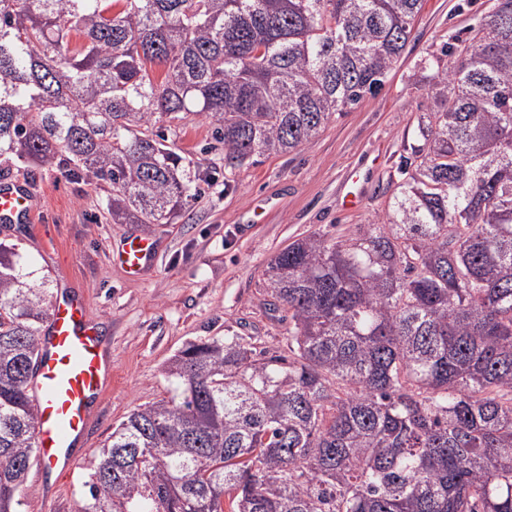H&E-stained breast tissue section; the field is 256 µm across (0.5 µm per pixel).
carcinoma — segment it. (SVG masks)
<instances>
[{
    "label": "carcinoma",
    "instance_id": "obj_1",
    "mask_svg": "<svg viewBox=\"0 0 512 512\" xmlns=\"http://www.w3.org/2000/svg\"><path fill=\"white\" fill-rule=\"evenodd\" d=\"M423 0H0V166L107 187L115 224H170L203 114L233 170L379 92ZM81 42L69 47L71 35ZM436 65L384 218L270 261L261 337L190 341L180 396L112 429L76 512H512V0ZM166 68L154 82L150 65ZM0 242V512L36 455L27 384L50 309Z\"/></svg>",
    "mask_w": 512,
    "mask_h": 512
}]
</instances>
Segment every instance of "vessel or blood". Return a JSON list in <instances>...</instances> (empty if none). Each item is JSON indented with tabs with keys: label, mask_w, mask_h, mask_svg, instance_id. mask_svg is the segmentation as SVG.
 <instances>
[{
	"label": "vessel or blood",
	"mask_w": 512,
	"mask_h": 512,
	"mask_svg": "<svg viewBox=\"0 0 512 512\" xmlns=\"http://www.w3.org/2000/svg\"><path fill=\"white\" fill-rule=\"evenodd\" d=\"M40 207L41 198L30 184L0 179V224L32 223ZM155 257L153 240L143 234L127 236L115 255L132 276L140 275ZM111 382L112 361L83 299L61 292L40 333L36 369L29 383L39 408L38 465L74 467L72 450L87 440Z\"/></svg>",
	"instance_id": "1"
}]
</instances>
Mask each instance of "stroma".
Masks as SVG:
<instances>
[{
	"label": "stroma",
	"instance_id": "35a3bbf8",
	"mask_svg": "<svg viewBox=\"0 0 512 512\" xmlns=\"http://www.w3.org/2000/svg\"><path fill=\"white\" fill-rule=\"evenodd\" d=\"M489 9V0H424L379 94L334 116L293 152L225 171L211 120L186 114L174 142L181 154L201 161V191L172 223L150 228L158 251L139 279L112 263V250L130 227L113 223L105 188L11 168L10 177L28 180L43 205L6 242L49 275L52 290L78 291L112 351V386L88 448L73 472L28 478L17 512H75L93 453L113 426L138 406L173 396L161 368L186 342L231 331L286 349L287 323L270 320L261 306L268 262L296 239L320 234L333 241L384 216L403 179L399 157L420 115L438 108L428 91L431 61L450 37L473 39ZM355 189L360 204L344 207Z\"/></svg>",
	"mask_w": 512,
	"mask_h": 512
}]
</instances>
